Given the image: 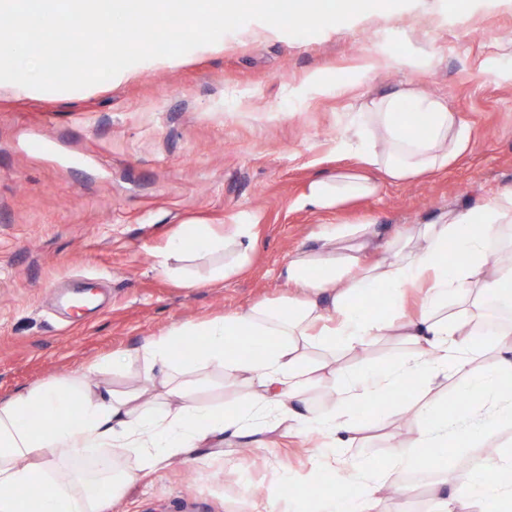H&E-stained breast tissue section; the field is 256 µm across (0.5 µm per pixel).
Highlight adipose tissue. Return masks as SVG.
<instances>
[{
  "label": "adipose tissue",
  "mask_w": 512,
  "mask_h": 512,
  "mask_svg": "<svg viewBox=\"0 0 512 512\" xmlns=\"http://www.w3.org/2000/svg\"><path fill=\"white\" fill-rule=\"evenodd\" d=\"M424 114L425 135H415L406 112ZM471 140V131L439 98L413 89L374 99L356 113L339 142L356 160L354 169L312 180L302 204L321 211L377 193L374 173L401 182L447 170ZM377 229L339 226L320 236L314 250L289 256L282 275L291 293L276 304L259 303L198 324L183 323L139 347L89 363L63 379H48L0 401V512H21L35 488H46L37 512H108L125 486L162 470L176 457L222 444L226 433L282 430L306 447L323 434L343 448L361 438V409L413 382L411 402L397 405L409 441L391 444L390 461L337 460L336 472L359 487L343 512H382L387 492L407 494L392 478L394 468L430 470L433 448L474 450L476 470L458 472L441 504L443 512H471L476 499L507 505L512 489L481 481L480 473L512 465V453L488 448V437L512 421V325L500 328L495 349L475 344L487 299L512 310V190L478 210L448 213L445 221L411 225L386 239L375 261L364 259ZM253 225H235L218 238L202 224L183 225L167 248L163 272L186 288L200 279L180 264L214 252L228 263L211 271L210 282L241 273L255 248ZM455 245L457 258L447 247ZM382 295L384 308L362 307ZM263 339L259 353L242 337ZM396 338L403 346L387 364L352 368L344 352ZM195 345L192 359L179 348ZM216 367L224 381L242 387L231 408L205 405L190 389L200 371ZM137 369L151 397L101 382L109 371ZM461 379L470 405L447 412L439 390ZM331 393L328 403L310 395L312 380ZM108 449L95 476L62 471L87 452ZM109 494H102V487Z\"/></svg>",
  "instance_id": "ef3b65f1"
}]
</instances>
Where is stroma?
Returning a JSON list of instances; mask_svg holds the SVG:
<instances>
[{
    "mask_svg": "<svg viewBox=\"0 0 512 512\" xmlns=\"http://www.w3.org/2000/svg\"><path fill=\"white\" fill-rule=\"evenodd\" d=\"M375 31L376 41L365 40ZM512 0H413L293 37L260 21L177 58L132 65L74 91L0 82V399L290 290V254L331 224L382 233L439 222L512 190ZM412 86L472 130L448 170L314 211L315 177L351 168L337 151L354 112ZM184 224L255 227L243 274L183 288L158 261ZM407 435L374 417L345 459H387ZM334 451L282 433L226 439L197 461L140 476L116 512H312L292 487L324 477Z\"/></svg>",
    "mask_w": 512,
    "mask_h": 512,
    "instance_id": "35a3bbf8",
    "label": "stroma"
}]
</instances>
